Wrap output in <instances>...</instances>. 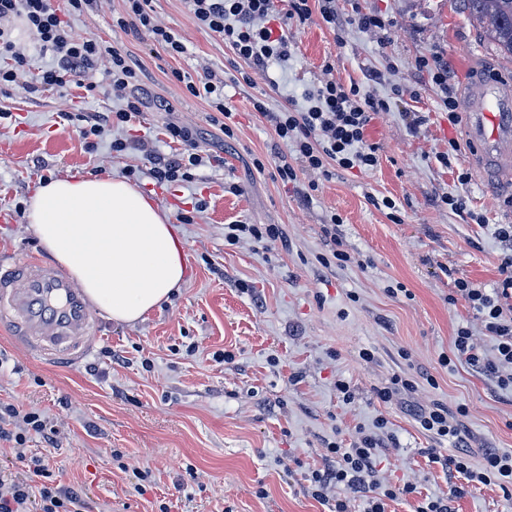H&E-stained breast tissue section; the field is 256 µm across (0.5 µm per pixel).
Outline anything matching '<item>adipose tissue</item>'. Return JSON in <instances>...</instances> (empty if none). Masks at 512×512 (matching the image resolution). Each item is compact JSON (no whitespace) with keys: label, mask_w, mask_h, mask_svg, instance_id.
Masks as SVG:
<instances>
[{"label":"adipose tissue","mask_w":512,"mask_h":512,"mask_svg":"<svg viewBox=\"0 0 512 512\" xmlns=\"http://www.w3.org/2000/svg\"><path fill=\"white\" fill-rule=\"evenodd\" d=\"M48 253L113 321L131 324L184 282V255L167 215L119 177L54 179L29 202Z\"/></svg>","instance_id":"adipose-tissue-1"}]
</instances>
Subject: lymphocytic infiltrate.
<instances>
[{"instance_id":"f902f5d3","label":"lymphocytic infiltrate","mask_w":512,"mask_h":512,"mask_svg":"<svg viewBox=\"0 0 512 512\" xmlns=\"http://www.w3.org/2000/svg\"><path fill=\"white\" fill-rule=\"evenodd\" d=\"M127 9L113 25L121 31H142L162 45L171 56H183L188 47L185 38L172 28L158 24L152 14V0H125ZM286 11H278L274 0H187L199 28L222 38L234 55L254 72H265L270 62L287 61L288 31L279 27L280 19L306 22L320 14L323 22L335 24L333 0H321L319 10H312L309 0H286ZM94 0H66L65 7H56L53 0H0V56H10L14 64L0 68V88L19 85L26 57L11 36L8 27L20 20L25 33L40 51L52 54L53 66L41 71L38 82L45 89H62L75 81L89 82L91 73L100 71L108 91L123 101L114 112H97L86 116L82 137L98 136L114 123H126L141 112L143 100L138 95L141 76L132 60L122 50L109 47L95 37L76 33L69 19L91 8ZM334 61L325 60L322 76L304 94L306 107H286L277 111L267 108L264 100L255 98L251 104L270 122L278 139L292 149L291 154H278L276 171L283 184H297L299 170L324 172L329 165L349 169H371L378 163L376 146L367 144L366 130L375 113L387 111L388 105L359 86H345L334 75ZM187 92L208 100L211 109L221 114V129L225 137H233L231 111L224 102V79L214 73L192 78L184 77ZM170 139L181 143L180 153L154 157L151 174L158 184L190 179L192 168L202 164L193 130L178 123L169 124ZM501 281L486 289L465 279H457L455 288L468 302L476 319L496 344L492 353L485 351L474 338L471 326H458L453 338L452 357L443 358V365L459 360L494 375L499 387L512 389V252L504 254L499 265ZM465 407L449 410L439 402L420 409L415 422L428 436L458 446L461 441L460 419ZM373 433L361 436L353 443L336 441L329 451L336 467L325 475L313 474L316 497H323L327 483L333 482L365 495L364 512H388L390 502L410 496L416 484L384 483L375 477V462L381 450L379 433L386 430V419L375 422ZM45 441L55 439L56 430L39 413L13 404L0 408V441L25 445L29 434ZM445 468L457 474L460 485L451 486L442 496L418 501L415 512H452L451 503L462 492L463 485L498 486L505 499L512 500V451L487 448L481 459L466 453L449 457ZM34 476L40 477V487L28 480L0 471V512H83L79 492L48 483L49 470L43 460L31 458Z\"/></svg>"}]
</instances>
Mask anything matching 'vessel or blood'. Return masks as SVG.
Here are the masks:
<instances>
[{
  "label": "vessel or blood",
  "mask_w": 512,
  "mask_h": 512,
  "mask_svg": "<svg viewBox=\"0 0 512 512\" xmlns=\"http://www.w3.org/2000/svg\"><path fill=\"white\" fill-rule=\"evenodd\" d=\"M469 158L484 173L512 167V83L473 79L464 100ZM101 314L84 290L38 258L0 259V327L25 352L78 364L96 347Z\"/></svg>",
  "instance_id": "b4317fda"
}]
</instances>
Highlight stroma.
Here are the masks:
<instances>
[{
    "label": "stroma",
    "mask_w": 512,
    "mask_h": 512,
    "mask_svg": "<svg viewBox=\"0 0 512 512\" xmlns=\"http://www.w3.org/2000/svg\"><path fill=\"white\" fill-rule=\"evenodd\" d=\"M151 7L159 23L186 38L187 55L171 57L144 35L113 29L125 0H101L71 18L76 32L118 47L141 71L143 111L93 144L80 137L76 116L119 109L104 88L0 90V106L13 113L0 122V209L13 216L0 223V254L47 258L26 211L40 185L118 176L166 213L186 258L171 300L133 324L103 318L97 348L80 368L34 359L0 331V403L39 412L59 432L54 448L32 436L28 455L45 458L54 484L80 491L88 512H332L340 499L361 512L360 495L342 486L314 499L311 475L333 467L330 442L357 440L376 418L388 421L377 477L411 481L425 496L453 484L441 461L454 451H512V390L484 370L440 362L462 324L492 350L468 304L455 299L454 281L495 287L506 246L494 228L512 224V171L494 181L476 173L466 120L449 122L442 97L462 100L480 76L512 81V60L497 56L455 0H335L337 26L317 16L290 22L287 64L239 82L244 63L198 28L185 0H152ZM360 12L395 24V32L360 29ZM436 51L450 71L444 92L419 66ZM328 58L337 79L390 105L366 131L379 164L303 172L297 187L283 185L273 158L285 146L251 100L273 110L304 107ZM207 70L232 79L226 105L234 137H224L208 103L174 77ZM416 114L425 122L414 128ZM171 122L194 129L206 161L190 181L160 185L149 157L179 151L166 135ZM116 138L127 140L125 153H113ZM444 152L450 164L441 162ZM257 157L264 172L253 167ZM312 182L313 201L303 203ZM448 194L463 198L466 210L448 209ZM374 196L392 198L401 223L375 208ZM333 214L343 219L342 250L361 265L319 263L331 250L322 227ZM239 221L279 225L284 238L228 244L224 227ZM366 349L372 360L362 359ZM396 374L412 377L416 391L382 401L379 390ZM340 379L350 381L351 401L337 392ZM434 401L466 407L458 448L417 429L416 413ZM144 470L150 476L139 494L133 487ZM452 508L512 512V501L495 485L469 487Z\"/></svg>",
    "instance_id": "1"
}]
</instances>
